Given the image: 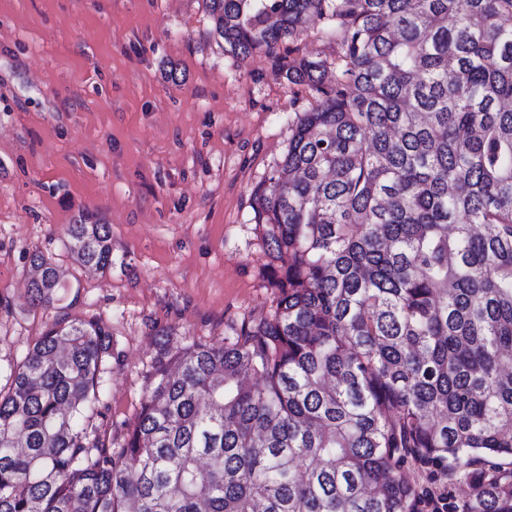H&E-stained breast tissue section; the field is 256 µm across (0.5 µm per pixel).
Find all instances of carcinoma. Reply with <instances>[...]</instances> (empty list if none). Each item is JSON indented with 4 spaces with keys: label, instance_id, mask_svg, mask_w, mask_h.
<instances>
[{
    "label": "carcinoma",
    "instance_id": "cac0c4a2",
    "mask_svg": "<svg viewBox=\"0 0 512 512\" xmlns=\"http://www.w3.org/2000/svg\"><path fill=\"white\" fill-rule=\"evenodd\" d=\"M206 2L241 61L342 35L335 81L286 69L319 102L253 190L275 307L156 363L120 463L86 426L108 332L56 321L0 387V512H419L409 462L512 512V0ZM64 234L112 267L109 225Z\"/></svg>",
    "mask_w": 512,
    "mask_h": 512
}]
</instances>
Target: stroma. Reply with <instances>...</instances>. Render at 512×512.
Segmentation results:
<instances>
[{
    "label": "stroma",
    "mask_w": 512,
    "mask_h": 512,
    "mask_svg": "<svg viewBox=\"0 0 512 512\" xmlns=\"http://www.w3.org/2000/svg\"><path fill=\"white\" fill-rule=\"evenodd\" d=\"M338 50L314 25L239 61L205 0H0V384L56 320L99 321L110 349L89 424L117 454L158 359L268 316L252 192L317 104L279 67ZM82 217L109 225L110 270L66 248ZM35 252L67 284L47 309L28 299Z\"/></svg>",
    "instance_id": "1"
}]
</instances>
